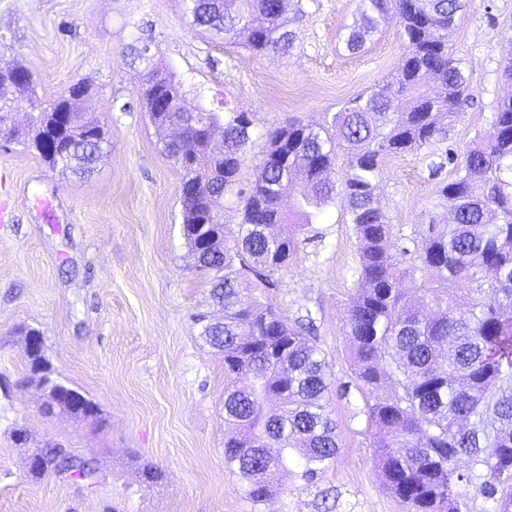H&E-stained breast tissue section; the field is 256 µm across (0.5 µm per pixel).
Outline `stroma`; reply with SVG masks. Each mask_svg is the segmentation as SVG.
<instances>
[{"mask_svg": "<svg viewBox=\"0 0 512 512\" xmlns=\"http://www.w3.org/2000/svg\"><path fill=\"white\" fill-rule=\"evenodd\" d=\"M359 0H288L289 52L262 56L242 41L191 29L182 0H0V67L20 66L46 101L87 85L88 118L104 125L109 153L86 177L61 174L33 149H0V512H404L385 489L371 446L365 397L351 387L344 334L359 255L347 200L293 231L298 247L266 295L288 319L309 314L338 384L326 397L339 454L314 484L298 473L273 503L254 504L224 462V358L199 336L195 312L210 311L209 284L182 236V173L138 105L144 67L172 71L188 107L243 112L256 134L238 186L250 190L264 135L297 119L324 124L350 99L381 86L406 54L395 24L350 53L345 34ZM150 37L148 62L131 45ZM471 96L445 140L384 158L376 180L401 265L419 249L441 184L489 129L512 94V0H463L450 35ZM41 333L63 382L95 406L77 418L49 406L30 377L25 328ZM93 461L92 479L29 475L42 448ZM161 471L158 480L147 469Z\"/></svg>", "mask_w": 512, "mask_h": 512, "instance_id": "stroma-1", "label": "stroma"}]
</instances>
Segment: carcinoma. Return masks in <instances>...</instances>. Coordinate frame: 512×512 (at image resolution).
<instances>
[{
    "instance_id": "1",
    "label": "carcinoma",
    "mask_w": 512,
    "mask_h": 512,
    "mask_svg": "<svg viewBox=\"0 0 512 512\" xmlns=\"http://www.w3.org/2000/svg\"><path fill=\"white\" fill-rule=\"evenodd\" d=\"M188 24L225 40L245 38L260 55L292 44L287 0H183ZM462 0H360V22L346 38L360 49L380 26L397 25L407 58L386 87L348 102L330 127L289 122L267 133V147L250 192L237 189L236 175L247 160L253 124L243 113L220 116L200 108L150 112L163 131L173 124L185 139L170 137L163 151L199 184V195L180 199L183 232L194 266L211 275L209 298L222 316H193L200 338L224 354V459L235 467L249 499L267 504L284 493L280 478L302 460L301 478L315 483L339 451L336 423L323 403L332 384L325 361L300 323L263 302L255 293L269 274L288 266L294 238L275 231L297 216L312 223L331 202L335 185L327 178L336 145L346 150L344 185L348 223L359 243L358 285L346 308V336L352 370L366 397L373 447L385 489L406 512H463L460 487L475 488L486 499L512 503V96L495 112L491 129L466 151L457 176L438 190L448 220L430 217L420 248L419 271L432 286L416 300L402 295L406 274L389 252L390 224L377 206L375 179L389 155L422 147L447 135L468 85L448 51V33ZM84 83L72 84L73 122L99 130V138L78 134L70 150L43 159L63 174L89 175L109 145L98 122L85 118ZM184 95L172 72L149 69L141 79L138 102L149 112L156 93ZM38 103L32 83L14 85L0 70V111L18 100ZM222 126V144L204 142L206 127ZM224 150V166L211 154ZM297 194L293 211L281 202ZM242 199V221L233 245L198 251L202 235L224 237V225L200 226L207 210L220 213L224 198ZM482 281L488 298L463 303L452 285ZM245 375L240 387L235 378ZM392 394L378 391L385 380ZM275 399L278 407L264 412ZM467 458V471L457 461Z\"/></svg>"
}]
</instances>
